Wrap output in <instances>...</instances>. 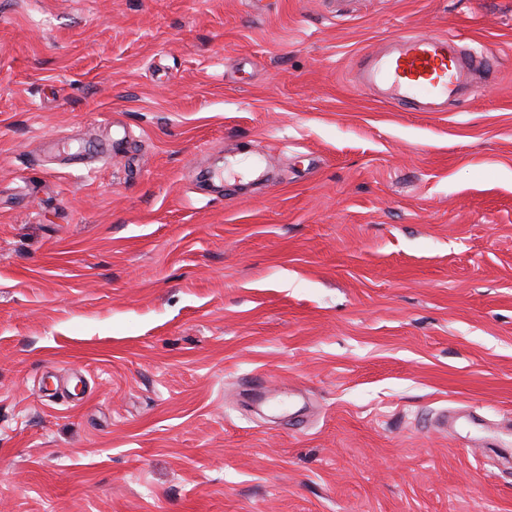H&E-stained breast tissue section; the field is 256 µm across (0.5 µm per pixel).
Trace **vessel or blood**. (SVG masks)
<instances>
[{
	"label": "vessel or blood",
	"mask_w": 512,
	"mask_h": 512,
	"mask_svg": "<svg viewBox=\"0 0 512 512\" xmlns=\"http://www.w3.org/2000/svg\"><path fill=\"white\" fill-rule=\"evenodd\" d=\"M493 74L486 54L464 47L460 35L407 33L360 64V85L384 86L389 99L424 112L459 101L469 74Z\"/></svg>",
	"instance_id": "obj_1"
}]
</instances>
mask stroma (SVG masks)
<instances>
[{"instance_id":"stroma-1","label":"stroma","mask_w":512,"mask_h":512,"mask_svg":"<svg viewBox=\"0 0 512 512\" xmlns=\"http://www.w3.org/2000/svg\"><path fill=\"white\" fill-rule=\"evenodd\" d=\"M0 512H512V0H0ZM461 44L458 34L401 35L389 47L361 61L360 85L368 90L383 85L392 101L411 104L423 112H441L448 102L461 100L469 74L493 75L485 53Z\"/></svg>"}]
</instances>
